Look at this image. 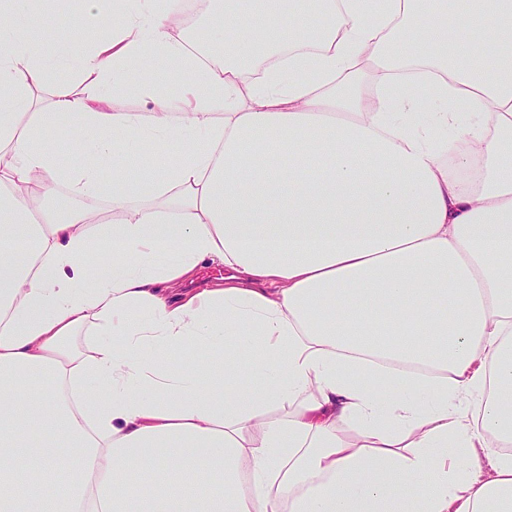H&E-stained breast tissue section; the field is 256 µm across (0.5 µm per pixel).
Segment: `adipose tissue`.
Segmentation results:
<instances>
[{"mask_svg":"<svg viewBox=\"0 0 512 512\" xmlns=\"http://www.w3.org/2000/svg\"><path fill=\"white\" fill-rule=\"evenodd\" d=\"M38 3L0 0V512H512V0ZM55 1L42 0L40 16L43 24L64 30L79 27L82 21L79 11L75 8L63 9ZM57 200H64L68 203L77 204L85 211L90 213L93 217L89 225L94 227L96 224H103L99 222L112 221V209L110 202L103 198L92 197H76L73 196L65 185H59L56 190Z\"/></svg>","mask_w":512,"mask_h":512,"instance_id":"1","label":"adipose tissue"}]
</instances>
